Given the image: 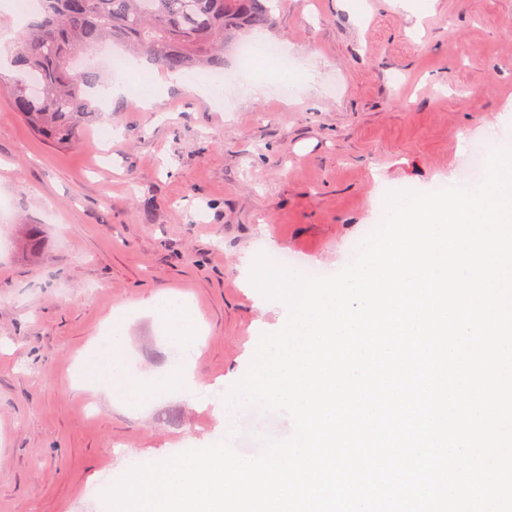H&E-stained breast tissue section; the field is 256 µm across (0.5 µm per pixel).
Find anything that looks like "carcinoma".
Wrapping results in <instances>:
<instances>
[{"label": "carcinoma", "instance_id": "obj_1", "mask_svg": "<svg viewBox=\"0 0 512 512\" xmlns=\"http://www.w3.org/2000/svg\"><path fill=\"white\" fill-rule=\"evenodd\" d=\"M12 54L14 76L0 73L13 111L59 147L99 116L91 90L99 76L89 58L120 41L166 72L218 68L219 46L244 28L273 21V0H39Z\"/></svg>", "mask_w": 512, "mask_h": 512}]
</instances>
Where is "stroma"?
I'll return each instance as SVG.
<instances>
[{
  "mask_svg": "<svg viewBox=\"0 0 512 512\" xmlns=\"http://www.w3.org/2000/svg\"><path fill=\"white\" fill-rule=\"evenodd\" d=\"M245 39L288 50L313 83L284 97L228 87L220 108L176 89L150 112L100 100L111 127L65 148L0 97V512H106L133 465L289 436L287 414L225 400L285 323L251 281L256 257L334 274L387 193L467 185L470 142L512 148V0H278ZM34 225L38 254L23 246ZM162 293L199 318L197 401L127 406L77 388L114 314L136 372L171 367Z\"/></svg>",
  "mask_w": 512,
  "mask_h": 512,
  "instance_id": "obj_1",
  "label": "stroma"
}]
</instances>
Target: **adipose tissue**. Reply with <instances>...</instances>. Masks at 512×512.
<instances>
[{
    "instance_id": "1",
    "label": "adipose tissue",
    "mask_w": 512,
    "mask_h": 512,
    "mask_svg": "<svg viewBox=\"0 0 512 512\" xmlns=\"http://www.w3.org/2000/svg\"><path fill=\"white\" fill-rule=\"evenodd\" d=\"M156 308L170 333L176 354L190 353L198 332L192 307L175 297L163 294L156 300ZM110 339L90 369L87 384L102 382L111 386L115 400L125 404L140 403L144 396L143 383L128 364L125 349V326L121 317H114L109 327Z\"/></svg>"
}]
</instances>
